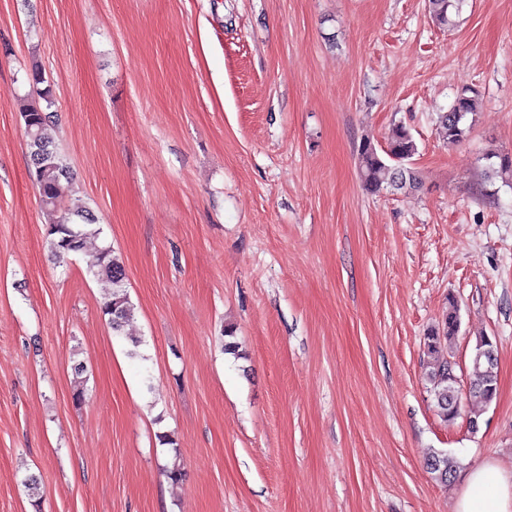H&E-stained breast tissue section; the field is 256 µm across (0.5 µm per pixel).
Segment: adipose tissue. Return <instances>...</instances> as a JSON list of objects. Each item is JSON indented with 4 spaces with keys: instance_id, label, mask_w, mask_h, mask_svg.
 Returning <instances> with one entry per match:
<instances>
[{
    "instance_id": "ef3b65f1",
    "label": "adipose tissue",
    "mask_w": 512,
    "mask_h": 512,
    "mask_svg": "<svg viewBox=\"0 0 512 512\" xmlns=\"http://www.w3.org/2000/svg\"><path fill=\"white\" fill-rule=\"evenodd\" d=\"M453 512H512V474L490 464L472 468Z\"/></svg>"
}]
</instances>
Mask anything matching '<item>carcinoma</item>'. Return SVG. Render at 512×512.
<instances>
[{
  "mask_svg": "<svg viewBox=\"0 0 512 512\" xmlns=\"http://www.w3.org/2000/svg\"><path fill=\"white\" fill-rule=\"evenodd\" d=\"M464 0H427L432 21L440 28L454 25L452 15L459 12ZM30 91L20 103V114L27 137L28 171L39 190L41 210L49 224L48 246L57 259L82 253L90 239L100 235L98 217L88 207L68 201L73 191V172L62 154L50 128L55 124L56 95L46 80L39 63H32L27 72ZM476 95L471 89L461 90L453 105L438 114V136L449 146L462 142L469 132L465 120L476 112ZM418 147L410 131L395 125L389 132L386 146L378 147L368 137L357 147V171L366 190L378 193L391 188L410 194L421 188L422 182L409 161ZM87 274L100 283L103 290L102 312L108 316L112 334L125 335V326L132 320L134 305L126 290V269L121 258L109 246L99 248L87 262ZM459 331L458 315L450 310L437 326L427 334L429 362L425 379L428 391L439 415L446 421L457 416V407L468 402L472 417L470 430H479L483 409L497 394V361H472L468 398L453 379L455 367L448 358L438 354L442 341L454 337ZM426 467L440 482L446 484L454 477L457 461L446 453H434L426 459Z\"/></svg>",
  "mask_w": 512,
  "mask_h": 512,
  "instance_id": "1",
  "label": "carcinoma"
}]
</instances>
